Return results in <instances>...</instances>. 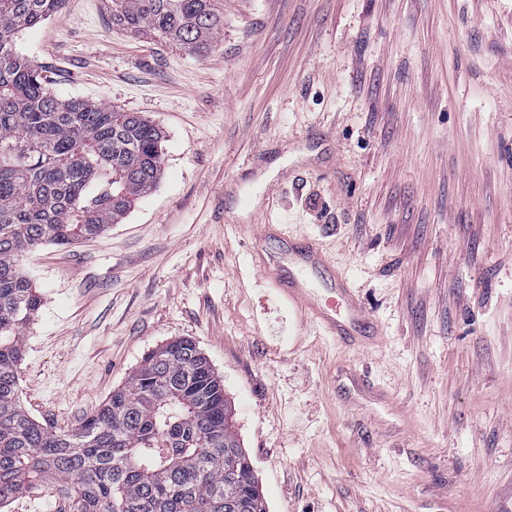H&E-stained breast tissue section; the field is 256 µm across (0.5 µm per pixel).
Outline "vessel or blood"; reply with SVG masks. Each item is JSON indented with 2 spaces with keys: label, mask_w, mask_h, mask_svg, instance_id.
<instances>
[{
  "label": "vessel or blood",
  "mask_w": 512,
  "mask_h": 512,
  "mask_svg": "<svg viewBox=\"0 0 512 512\" xmlns=\"http://www.w3.org/2000/svg\"><path fill=\"white\" fill-rule=\"evenodd\" d=\"M258 265L276 284L279 296L301 317L331 336L355 340L369 316L347 280L330 272L323 250L316 244H298L283 238L280 252L258 253ZM325 272L320 290L308 284L309 274Z\"/></svg>",
  "instance_id": "1"
}]
</instances>
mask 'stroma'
Masks as SVG:
<instances>
[{
    "mask_svg": "<svg viewBox=\"0 0 512 512\" xmlns=\"http://www.w3.org/2000/svg\"><path fill=\"white\" fill-rule=\"evenodd\" d=\"M208 54L67 0L16 47L164 133L120 223L23 260L21 401L78 425L195 341L266 512H512V0H220ZM324 249L373 329L324 335L255 262Z\"/></svg>",
    "mask_w": 512,
    "mask_h": 512,
    "instance_id": "35a3bbf8",
    "label": "stroma"
}]
</instances>
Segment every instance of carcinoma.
<instances>
[{"label":"carcinoma","mask_w":512,"mask_h":512,"mask_svg":"<svg viewBox=\"0 0 512 512\" xmlns=\"http://www.w3.org/2000/svg\"><path fill=\"white\" fill-rule=\"evenodd\" d=\"M66 0H0V505L49 485L63 512H266L229 424L224 384L189 338L148 355L81 425L57 431L18 395L23 336L42 306L23 258L100 234L153 190L161 131L136 112L65 97L16 35ZM112 25L206 52L216 0H112Z\"/></svg>","instance_id":"carcinoma-1"}]
</instances>
